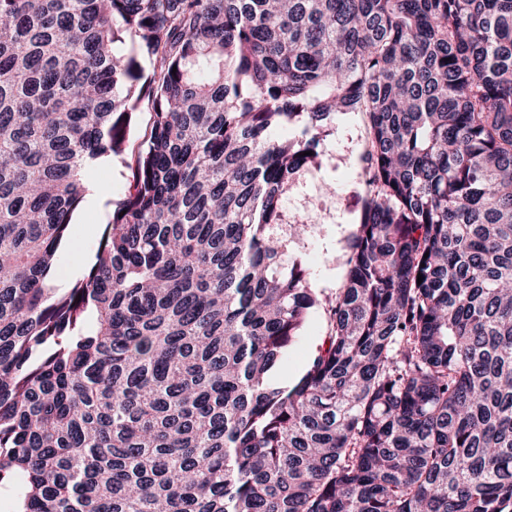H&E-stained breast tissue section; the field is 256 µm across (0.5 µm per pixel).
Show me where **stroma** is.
<instances>
[{
  "label": "stroma",
  "mask_w": 512,
  "mask_h": 512,
  "mask_svg": "<svg viewBox=\"0 0 512 512\" xmlns=\"http://www.w3.org/2000/svg\"><path fill=\"white\" fill-rule=\"evenodd\" d=\"M150 128L151 114L147 107H140L126 151L92 165L84 198L72 216L73 234L59 266L57 286H66L82 275L85 258L98 246L102 224L111 218L113 201L126 194L132 184L135 151L148 137ZM365 137L364 115L352 112L339 116L336 132L328 139V153L320 173L301 175L282 199L287 221L303 212L311 218L308 236L299 250L311 270L312 288L324 299L336 296L347 271V239L358 220L359 193L365 179ZM328 329L325 309H314L309 324L271 371V384H294L318 355Z\"/></svg>",
  "instance_id": "35a3bbf8"
}]
</instances>
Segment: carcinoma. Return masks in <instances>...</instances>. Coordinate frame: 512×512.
Returning a JSON list of instances; mask_svg holds the SVG:
<instances>
[{"instance_id":"cac0c4a2","label":"carcinoma","mask_w":512,"mask_h":512,"mask_svg":"<svg viewBox=\"0 0 512 512\" xmlns=\"http://www.w3.org/2000/svg\"><path fill=\"white\" fill-rule=\"evenodd\" d=\"M347 112L345 282L272 388L320 304L281 200ZM5 485L13 512H512V0H0ZM151 128V113L142 104L131 127L126 151L119 156L95 162L86 180L84 199L72 216L75 224L71 243L64 250L56 285L65 287L83 273L84 259L97 248L101 225L112 215V202L126 194L132 184V167L138 145L146 140ZM329 329L326 309H313L310 322L288 348L282 362L270 373L274 386H291L308 369L311 360L318 355Z\"/></svg>"}]
</instances>
